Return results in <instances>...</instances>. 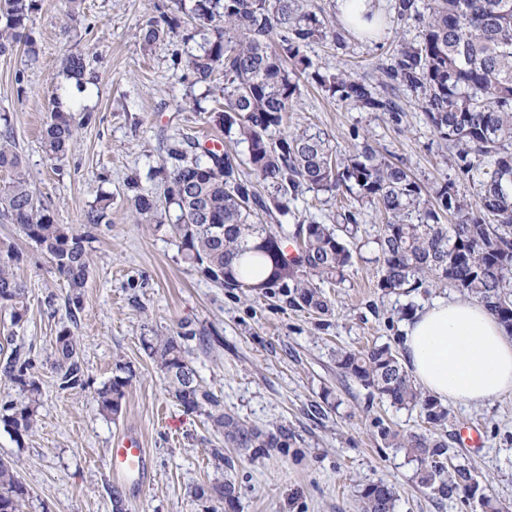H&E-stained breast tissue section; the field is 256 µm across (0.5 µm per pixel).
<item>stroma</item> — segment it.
<instances>
[{
	"label": "stroma",
	"instance_id": "35a3bbf8",
	"mask_svg": "<svg viewBox=\"0 0 512 512\" xmlns=\"http://www.w3.org/2000/svg\"><path fill=\"white\" fill-rule=\"evenodd\" d=\"M386 21L375 37L344 28L336 0H309L342 43L317 41L306 49L316 68L375 76V66L394 59L399 41H412L414 25L398 26L394 0H376ZM173 0H84L70 20L64 0H37L29 31L35 54L17 49L0 56V112L10 113L16 151L29 174L38 204L56 223L79 226L91 206L104 204L110 231L92 244V265L78 322L65 305L68 287L50 260L19 225L0 223V255L22 251L15 272L26 283L27 311L13 325L0 309V347L28 351L42 386L38 422L23 439L0 425V460L12 465L28 494L22 512H112L106 467L110 448L136 434L150 457L149 478L139 494L120 487L126 512H224L221 502L200 500L199 486L233 482L237 512H361L363 489L382 481L398 493L396 512H481L478 502L441 500L420 487L416 462L403 449L382 441L374 427L383 419L407 432L426 429L418 411L370 396L336 366L340 349L375 344L398 348L408 315L456 289L432 287L408 296L377 288L375 261L381 223L375 205L355 195L306 191L290 205L286 224H332L353 211L355 245L361 250L346 281L324 286L330 312L289 307L278 290L243 295L218 286L182 259L170 233L137 222L130 178L142 193L160 199L165 185L154 176L168 147L188 139L207 146L229 144L210 119L216 98L191 84L172 63L175 53L197 50L206 33L190 17L150 49L138 38L158 6ZM83 54L91 75L84 91L67 78L66 55ZM288 114L286 130L311 126L324 132L340 153L368 136L379 154L403 164L428 193L450 180L459 196L477 193L472 182L448 164L439 134L415 95L396 91L401 123L341 101L306 78ZM93 115L61 158L45 155L41 128L56 96ZM69 329L79 338L88 374L84 388L59 390L53 368L55 339ZM191 330L187 358L201 384L220 400L225 413L265 432H287L283 448H235L203 415L185 413L144 349V339ZM205 333L209 346L196 335ZM130 383L118 417L97 409L96 393L116 373ZM336 405L328 407L324 394ZM439 435L473 467L489 494L512 506V395L482 405L453 403ZM475 425L483 445L458 444L460 427ZM222 449L215 459L213 449Z\"/></svg>",
	"mask_w": 512,
	"mask_h": 512
}]
</instances>
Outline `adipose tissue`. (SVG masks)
Here are the masks:
<instances>
[{
    "instance_id": "obj_1",
    "label": "adipose tissue",
    "mask_w": 512,
    "mask_h": 512,
    "mask_svg": "<svg viewBox=\"0 0 512 512\" xmlns=\"http://www.w3.org/2000/svg\"><path fill=\"white\" fill-rule=\"evenodd\" d=\"M405 363L441 401L484 404L512 394V336L473 297L437 300L413 313Z\"/></svg>"
}]
</instances>
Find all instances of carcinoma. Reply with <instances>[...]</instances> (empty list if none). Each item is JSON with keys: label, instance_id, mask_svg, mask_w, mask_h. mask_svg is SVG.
Wrapping results in <instances>:
<instances>
[{"label": "carcinoma", "instance_id": "cac0c4a2", "mask_svg": "<svg viewBox=\"0 0 512 512\" xmlns=\"http://www.w3.org/2000/svg\"><path fill=\"white\" fill-rule=\"evenodd\" d=\"M178 10L211 32L195 52L173 55L193 84L211 87L215 74L224 76L219 91L224 110L213 122L236 131L247 145L245 158L206 149L198 155L175 143L167 150L170 164L164 175V199L137 194V215L167 226L162 214L175 210L168 225L179 241L185 262L197 267L224 288L264 295L277 288L289 306L330 311L321 285L345 281L354 255L347 239L355 236V215L341 214L336 226L311 221L288 230L269 221L290 212V203L303 190L354 194L377 205L382 217L378 238L377 288L386 293H415L439 284L479 299L512 335V0H432L429 12L419 0H395L397 20L418 24L417 41L401 44L394 63L376 68V83L351 72L328 73L313 66L305 54L309 44L342 34L307 9L308 0H176ZM35 0H0V55L23 44L34 51L26 21ZM175 13H162L141 28L143 48H149L180 26ZM305 76L364 112H384L395 123L403 109L392 90L402 86L416 94L433 129L459 147L454 163L478 186L476 199L461 198L454 183L435 192L437 208L429 207L425 190L402 167L363 142L343 159L321 132L304 128L283 133L284 114L297 93L296 78ZM81 118L54 102L41 134L45 154L58 158L69 150ZM9 113H0V169L12 177L0 189V223L18 224L25 236L50 259L68 285L70 320L82 311L83 291L92 263V243L112 224L107 206H95L82 227L55 223L38 207L20 156L14 150ZM247 172H239V166ZM455 218L441 223L439 212ZM297 240L295 255L286 251ZM20 252L0 257V308L11 311L14 324L27 310V288L15 267ZM157 336L145 343L148 355L164 375L173 398L187 413L206 415L225 441L235 448H282L279 435L263 432L224 413L221 402L198 381L189 364L183 338ZM56 381L62 390L87 385L78 340L68 330L56 337ZM337 367L362 386L394 405L417 409L432 426H441L449 410L417 387L398 355L386 344L364 352L340 351ZM34 360L17 347L0 358V375L17 396L0 405V423L16 438L28 435L37 423L41 385ZM129 378L113 376L97 391L99 413L117 417ZM378 436L402 448L417 461L418 484L442 500L481 499L484 512H507L486 494L471 467L454 462L453 449L434 432L401 433L376 421ZM235 508L236 488L227 481L194 490ZM27 489L11 465L0 460V512H20ZM362 512H394L395 487L384 482L367 486Z\"/></svg>", "mask_w": 512, "mask_h": 512}]
</instances>
